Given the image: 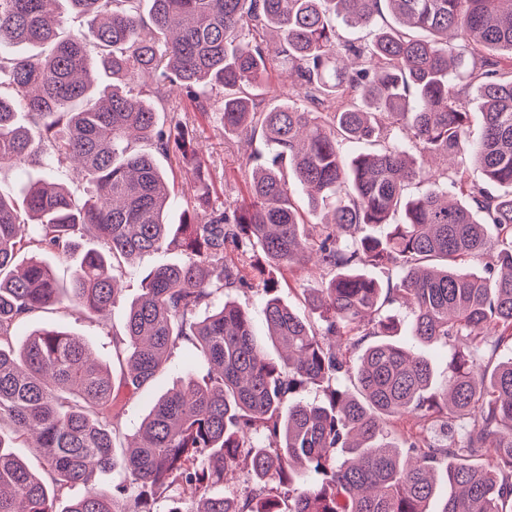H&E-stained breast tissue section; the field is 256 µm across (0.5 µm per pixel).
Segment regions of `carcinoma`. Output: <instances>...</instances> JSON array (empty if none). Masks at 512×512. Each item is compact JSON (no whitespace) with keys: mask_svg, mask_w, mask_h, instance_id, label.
<instances>
[{"mask_svg":"<svg viewBox=\"0 0 512 512\" xmlns=\"http://www.w3.org/2000/svg\"><path fill=\"white\" fill-rule=\"evenodd\" d=\"M62 1L89 35L59 36ZM137 2L0 0V165L73 159L88 184L81 196L52 178L18 200L0 192V512H154L157 501L185 512L188 490L203 501L196 512H512V358L488 369L512 346V192L494 191L512 187V0H148L145 15ZM338 19L376 27L373 39L342 40ZM20 46L28 52L13 54ZM277 64L295 94L260 110L252 90L269 86ZM174 86L199 112L223 91L224 131L261 140L242 162L252 174L241 199L213 207L194 129L176 116L158 124L150 98ZM132 135L185 165L192 197L175 231L166 175L132 150ZM360 141L374 150L346 159L343 144ZM464 152L487 183L451 165ZM412 183L426 190L409 198ZM382 224L385 236L365 233ZM78 248L58 280L44 253ZM171 250L184 260L151 269L126 309L120 380L65 329L14 344L15 324L53 306L106 316L122 296L114 263ZM231 251L260 258L268 291L309 263L332 274L304 289L310 319L267 299L274 355L246 309L212 307L249 287ZM473 261L487 275L463 269ZM366 267L387 271L386 283ZM398 306L418 344L458 346L448 376L388 340ZM330 338L362 350L354 368ZM182 345L198 369L116 454L120 395L148 385ZM350 370L354 389L333 385ZM308 387L326 401L283 410ZM444 411L462 425L435 444L429 425ZM392 423L409 425L399 443ZM32 437L47 481L16 452ZM241 458L251 484L211 494ZM97 470L123 480L106 493ZM467 111L470 112V139L477 142L481 139L483 133L482 119V100L475 93H472L467 99Z\"/></svg>","mask_w":512,"mask_h":512,"instance_id":"obj_1","label":"carcinoma"}]
</instances>
